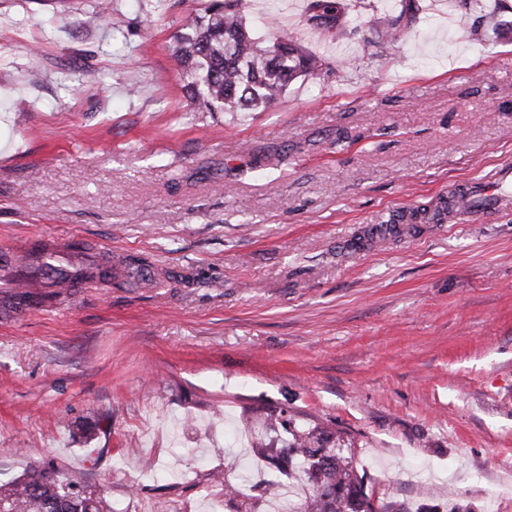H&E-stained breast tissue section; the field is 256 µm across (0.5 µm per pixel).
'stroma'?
Returning <instances> with one entry per match:
<instances>
[{
    "label": "stroma",
    "mask_w": 512,
    "mask_h": 512,
    "mask_svg": "<svg viewBox=\"0 0 512 512\" xmlns=\"http://www.w3.org/2000/svg\"><path fill=\"white\" fill-rule=\"evenodd\" d=\"M251 0L322 61L263 112H197L172 51L209 0H0V247L140 255L54 308L0 310V481L54 460L112 512H272L248 423L321 424L389 512H512V213L392 214L512 161V0H416L397 41L348 0ZM347 9L345 0H314L309 21L322 29L327 37L333 38L342 31L341 24Z\"/></svg>",
    "instance_id": "stroma-1"
}]
</instances>
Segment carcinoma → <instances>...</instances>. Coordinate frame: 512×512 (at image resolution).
<instances>
[{
  "label": "carcinoma",
  "instance_id": "cac0c4a2",
  "mask_svg": "<svg viewBox=\"0 0 512 512\" xmlns=\"http://www.w3.org/2000/svg\"><path fill=\"white\" fill-rule=\"evenodd\" d=\"M249 0H211L202 15L189 14L176 37L173 56L188 99L198 112H256L273 105L298 78L314 74L321 60L292 37L267 43L247 27ZM345 0H313L311 21L330 38L341 32ZM118 31L122 20L112 18L109 5L86 17ZM370 26L378 37L397 39V21L374 15ZM447 210V201L421 205L413 220L429 221ZM254 453L282 475L293 478L303 468L312 485L305 512H387L364 488L352 458L336 445L333 432L318 425L288 432L285 439L260 436ZM0 507L5 512H105V498L63 476L52 461H38L11 481L0 483Z\"/></svg>",
  "mask_w": 512,
  "mask_h": 512
}]
</instances>
